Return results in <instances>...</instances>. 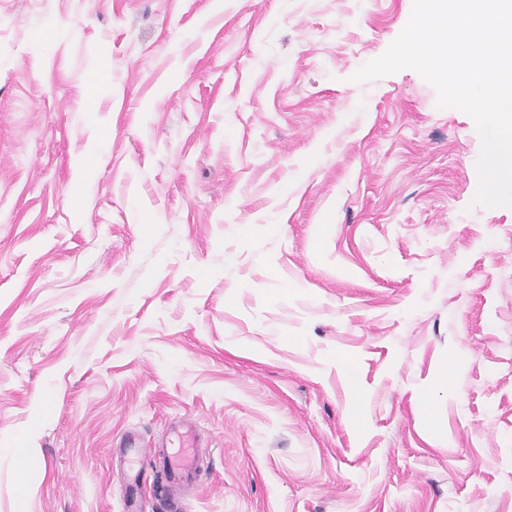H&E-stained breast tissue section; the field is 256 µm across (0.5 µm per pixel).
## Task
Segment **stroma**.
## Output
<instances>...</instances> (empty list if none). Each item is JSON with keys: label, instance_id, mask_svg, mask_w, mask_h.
Returning <instances> with one entry per match:
<instances>
[{"label": "stroma", "instance_id": "stroma-1", "mask_svg": "<svg viewBox=\"0 0 512 512\" xmlns=\"http://www.w3.org/2000/svg\"><path fill=\"white\" fill-rule=\"evenodd\" d=\"M413 0H0V512H512V209ZM433 388L431 403L421 393ZM174 432L185 438L192 451L179 460H163L162 469L157 472L154 492L166 501L169 510L178 511L183 494L195 484L200 470L197 435L193 423L180 422Z\"/></svg>", "mask_w": 512, "mask_h": 512}]
</instances>
